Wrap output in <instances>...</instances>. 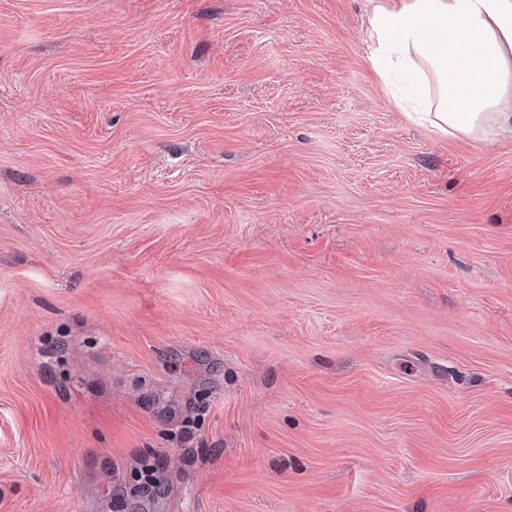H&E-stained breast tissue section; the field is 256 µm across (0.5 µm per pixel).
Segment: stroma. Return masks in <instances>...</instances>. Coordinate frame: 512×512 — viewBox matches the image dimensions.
<instances>
[{
	"instance_id": "1",
	"label": "stroma",
	"mask_w": 512,
	"mask_h": 512,
	"mask_svg": "<svg viewBox=\"0 0 512 512\" xmlns=\"http://www.w3.org/2000/svg\"><path fill=\"white\" fill-rule=\"evenodd\" d=\"M365 9L0 0V512H512V137Z\"/></svg>"
}]
</instances>
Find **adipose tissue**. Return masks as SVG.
Returning a JSON list of instances; mask_svg holds the SVG:
<instances>
[{"instance_id":"1","label":"adipose tissue","mask_w":512,"mask_h":512,"mask_svg":"<svg viewBox=\"0 0 512 512\" xmlns=\"http://www.w3.org/2000/svg\"><path fill=\"white\" fill-rule=\"evenodd\" d=\"M369 61L388 102L444 137L512 132V0H370Z\"/></svg>"}]
</instances>
